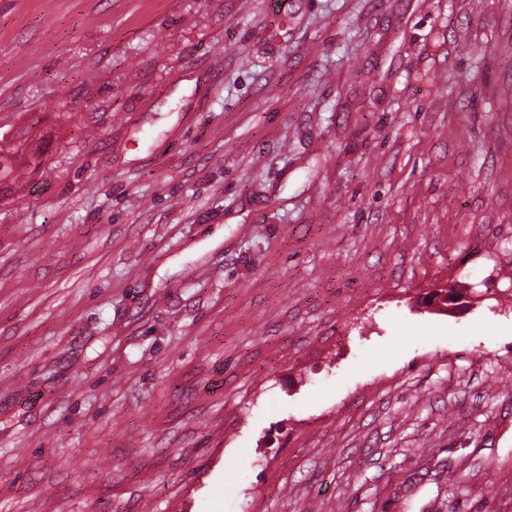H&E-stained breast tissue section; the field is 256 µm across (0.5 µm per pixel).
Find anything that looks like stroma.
Segmentation results:
<instances>
[{"instance_id":"1","label":"stroma","mask_w":512,"mask_h":512,"mask_svg":"<svg viewBox=\"0 0 512 512\" xmlns=\"http://www.w3.org/2000/svg\"><path fill=\"white\" fill-rule=\"evenodd\" d=\"M28 127L0 512H512V0H0Z\"/></svg>"}]
</instances>
